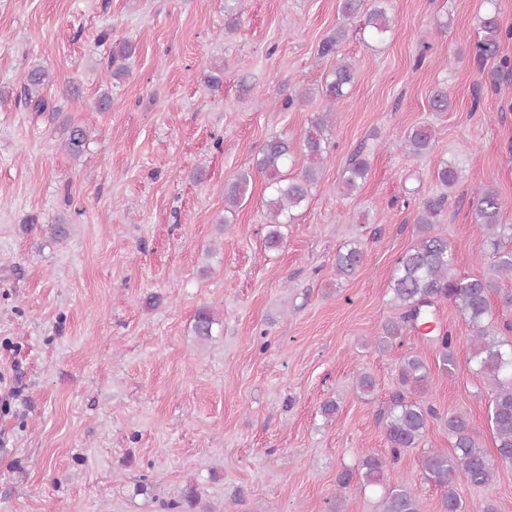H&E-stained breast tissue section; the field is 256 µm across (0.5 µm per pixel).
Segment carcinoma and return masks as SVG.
<instances>
[{"label": "carcinoma", "mask_w": 512, "mask_h": 512, "mask_svg": "<svg viewBox=\"0 0 512 512\" xmlns=\"http://www.w3.org/2000/svg\"><path fill=\"white\" fill-rule=\"evenodd\" d=\"M365 0H339L341 17L349 20L358 15ZM366 24L368 36L374 41H384L392 31L393 18L379 5L368 13ZM482 37L475 45L479 61L492 58L498 63L487 74L490 86L497 90L505 75L512 73V59L498 56L500 42L512 37V30L502 31L496 12L488 11L480 20ZM346 30L338 27L336 33L326 38L319 53L322 56L337 52ZM137 50V46L127 40L112 46L108 69L112 78L119 79L129 74L126 61ZM51 74L41 65L29 67L24 79L25 103L33 104L36 112L51 111L49 101L39 96V91L50 83ZM355 80V65L342 61L336 65L329 78L322 85V95L333 105L345 96V90ZM333 113L330 111L315 115L303 139L302 149L309 165L302 174L290 178L281 171L291 159V146L288 140L273 137L262 149L256 160L255 170H241L224 184V203L230 212L246 197L254 173L267 180L268 197L265 201L268 231L265 246L277 251L283 245L281 227L292 224L310 195V187L317 182L323 163L327 159L325 132L331 126ZM89 131L79 125L67 126L64 148L78 157L86 148ZM433 142L432 130L427 126H415L405 133L401 147L412 155H420L430 149ZM369 171L366 159L355 154L346 168L341 181V189L349 193L357 188L358 182L367 178ZM437 180L441 185L453 188L459 182V167L456 160H443L437 169ZM476 229L480 246L492 249L493 260L489 278H469L460 276L455 269L454 254L448 237L436 230L445 210V197L425 198L418 202L415 223L419 235L416 243L397 261L390 280L393 302L401 314L396 320L382 325L376 336L375 347L389 352L399 342L407 330L420 320L427 319L429 308L448 301L455 305L472 329L470 338L471 360L476 365L477 375L490 386L491 399L487 420L496 439L497 458H491L482 448L474 434L468 415L451 410L440 415L426 401L414 397L428 382L429 368L425 361L415 355L406 354L396 363L398 388L393 393L386 409L380 412L379 421L387 440L388 449L384 455L369 453L361 462L362 483L365 486L381 485L384 489L382 512H421L419 499L412 492L409 483L400 479L387 484L388 471L396 468L402 455L415 448L425 435L429 419L438 418L448 429L451 451L427 450L420 462L421 476L442 488L441 512H465L457 484L486 487L491 484L498 463H512V350H503L492 324L489 293L495 286V279L512 278V225L501 222L503 201L499 193L490 186L474 192ZM364 250L357 243L343 246L336 253V275L348 277L354 274L362 263ZM214 314L203 306L195 314V331L202 337L211 336ZM430 342L438 355L443 370L454 369L453 350L457 336L451 329H441L430 337Z\"/></svg>", "instance_id": "cac0c4a2"}]
</instances>
